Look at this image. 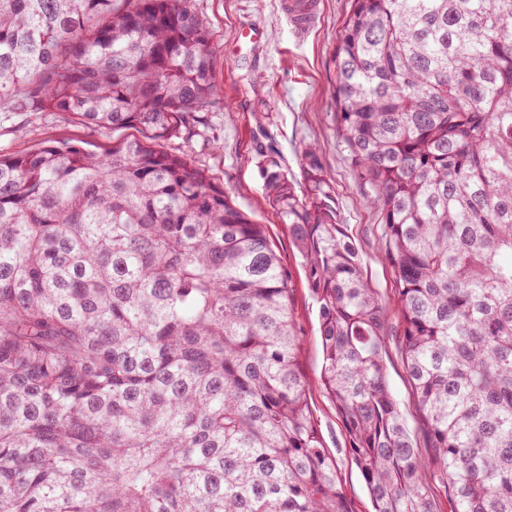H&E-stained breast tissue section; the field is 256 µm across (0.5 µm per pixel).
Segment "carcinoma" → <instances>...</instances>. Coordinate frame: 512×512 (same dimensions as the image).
<instances>
[{
	"label": "carcinoma",
	"instance_id": "cac0c4a2",
	"mask_svg": "<svg viewBox=\"0 0 512 512\" xmlns=\"http://www.w3.org/2000/svg\"><path fill=\"white\" fill-rule=\"evenodd\" d=\"M336 124L383 215L401 352L316 148L264 198L307 260L321 387L374 512H512V0H350ZM194 0H0V112L141 137L0 155V512H350L265 226L190 160ZM402 331L403 327L398 311L392 307L388 310L386 320V336L388 340L385 362L388 372V383L414 444L426 455L430 452V448H425V438L421 427L418 406L411 392L400 354L399 336L402 335Z\"/></svg>",
	"mask_w": 512,
	"mask_h": 512
}]
</instances>
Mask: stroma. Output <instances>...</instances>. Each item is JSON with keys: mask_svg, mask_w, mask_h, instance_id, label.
Instances as JSON below:
<instances>
[{"mask_svg": "<svg viewBox=\"0 0 512 512\" xmlns=\"http://www.w3.org/2000/svg\"><path fill=\"white\" fill-rule=\"evenodd\" d=\"M283 0H196L195 6L213 34V71L222 89L220 102L208 112L203 135L161 139L168 152L191 159L211 181L228 192L233 204L265 225L271 245L292 290V306L302 339L299 364L312 380L308 401L327 450L337 462L338 482L352 512H371L360 471L352 463L336 409L316 381L323 354L318 307L310 292L306 260L287 225L281 224L263 198L261 153L275 148L298 194L307 180L303 153L316 146L322 174L336 197L338 220L363 257L364 275L390 309L385 362L388 383L417 448H424L417 403L400 354L403 327L393 302L396 280L381 248L379 211L370 191L353 170L336 127L334 51L350 0H321L318 26L297 37L282 9ZM264 30L261 41H241L242 28ZM117 131H95L66 117L0 112V152H26L51 144L79 143L100 152L120 139Z\"/></svg>", "mask_w": 512, "mask_h": 512, "instance_id": "stroma-1", "label": "stroma"}]
</instances>
